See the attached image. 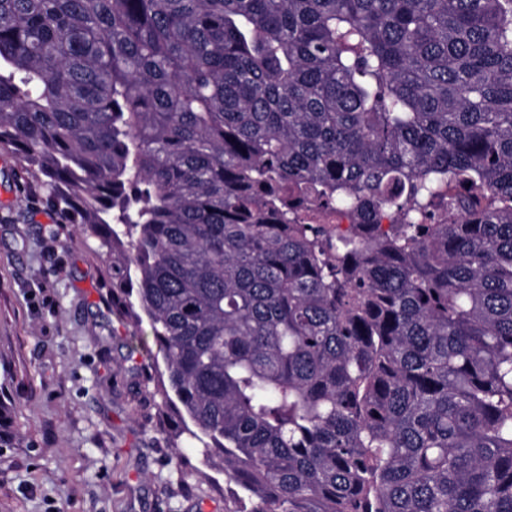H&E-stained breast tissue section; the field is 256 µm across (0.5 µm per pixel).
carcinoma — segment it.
I'll list each match as a JSON object with an SVG mask.
<instances>
[{
	"instance_id": "1",
	"label": "carcinoma",
	"mask_w": 512,
	"mask_h": 512,
	"mask_svg": "<svg viewBox=\"0 0 512 512\" xmlns=\"http://www.w3.org/2000/svg\"><path fill=\"white\" fill-rule=\"evenodd\" d=\"M0 150L224 512H512V0H0Z\"/></svg>"
}]
</instances>
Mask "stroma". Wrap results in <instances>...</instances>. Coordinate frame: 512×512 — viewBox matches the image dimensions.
Instances as JSON below:
<instances>
[{
    "label": "stroma",
    "instance_id": "stroma-1",
    "mask_svg": "<svg viewBox=\"0 0 512 512\" xmlns=\"http://www.w3.org/2000/svg\"><path fill=\"white\" fill-rule=\"evenodd\" d=\"M0 152V512H224L231 487L201 449L182 483L153 422L135 419L137 384L115 373L127 345L162 355L149 326L108 303L112 272L72 233L44 189L17 191ZM112 331L110 343L101 340Z\"/></svg>",
    "mask_w": 512,
    "mask_h": 512
}]
</instances>
